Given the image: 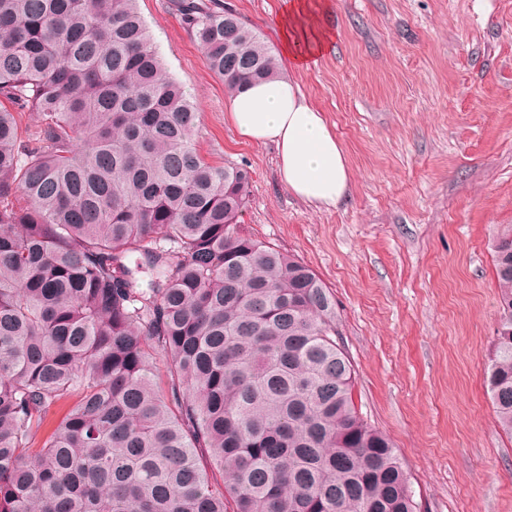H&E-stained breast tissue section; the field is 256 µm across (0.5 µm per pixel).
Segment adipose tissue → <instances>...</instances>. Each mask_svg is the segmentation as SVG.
<instances>
[{"label": "adipose tissue", "mask_w": 512, "mask_h": 512, "mask_svg": "<svg viewBox=\"0 0 512 512\" xmlns=\"http://www.w3.org/2000/svg\"><path fill=\"white\" fill-rule=\"evenodd\" d=\"M328 0H283L278 14L280 60L293 71L308 67L332 45ZM226 118L245 142L274 145L288 192L317 209H331L352 186L343 144L324 112L289 77L244 85L228 99Z\"/></svg>", "instance_id": "ef3b65f1"}]
</instances>
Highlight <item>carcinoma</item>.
I'll return each instance as SVG.
<instances>
[{"label": "carcinoma", "mask_w": 512, "mask_h": 512, "mask_svg": "<svg viewBox=\"0 0 512 512\" xmlns=\"http://www.w3.org/2000/svg\"><path fill=\"white\" fill-rule=\"evenodd\" d=\"M137 2L0 0V512H417L330 290L241 224ZM174 6L227 94L278 74L221 0ZM493 265L512 437V225Z\"/></svg>", "instance_id": "carcinoma-1"}]
</instances>
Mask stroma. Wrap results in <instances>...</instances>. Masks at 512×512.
<instances>
[{
	"label": "stroma",
	"mask_w": 512,
	"mask_h": 512,
	"mask_svg": "<svg viewBox=\"0 0 512 512\" xmlns=\"http://www.w3.org/2000/svg\"><path fill=\"white\" fill-rule=\"evenodd\" d=\"M331 48L297 72L354 183L318 211L282 184L273 145L240 142L173 0H138L199 112L195 142L243 166V222L332 292L355 398L404 463L419 512H512V439L486 393L498 288L491 244L512 224V0H329ZM274 43L282 0H223Z\"/></svg>",
	"instance_id": "stroma-1"
}]
</instances>
